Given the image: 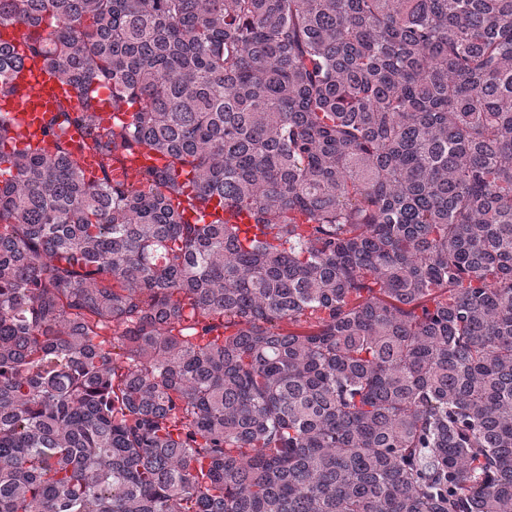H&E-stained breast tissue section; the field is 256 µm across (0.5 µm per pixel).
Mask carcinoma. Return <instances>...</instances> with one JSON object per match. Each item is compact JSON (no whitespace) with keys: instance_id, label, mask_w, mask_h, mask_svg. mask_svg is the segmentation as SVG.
Segmentation results:
<instances>
[{"instance_id":"cac0c4a2","label":"carcinoma","mask_w":512,"mask_h":512,"mask_svg":"<svg viewBox=\"0 0 512 512\" xmlns=\"http://www.w3.org/2000/svg\"><path fill=\"white\" fill-rule=\"evenodd\" d=\"M2 24L77 104L53 154L0 116V512H512V0Z\"/></svg>"}]
</instances>
